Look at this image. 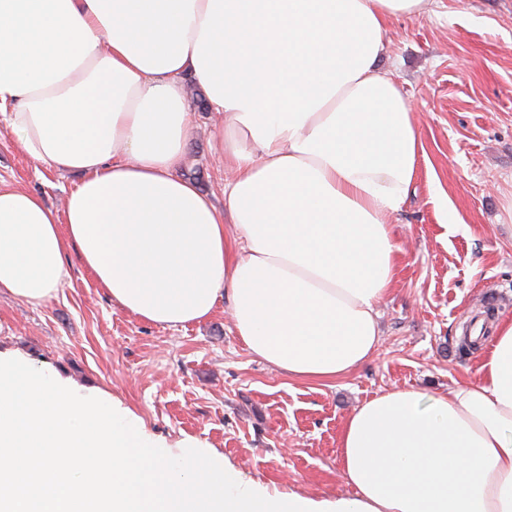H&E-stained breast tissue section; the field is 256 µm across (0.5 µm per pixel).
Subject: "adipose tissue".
Masks as SVG:
<instances>
[{
    "label": "adipose tissue",
    "instance_id": "obj_1",
    "mask_svg": "<svg viewBox=\"0 0 512 512\" xmlns=\"http://www.w3.org/2000/svg\"><path fill=\"white\" fill-rule=\"evenodd\" d=\"M438 0H0V122L77 174L63 209L0 181V292L38 306L82 265L113 304L179 328L227 300L288 376L374 352L424 151L380 61ZM204 91L233 176L216 207L177 170ZM351 490L285 493L205 448L173 454L103 392L0 355V512H512V320L473 379L385 392L340 436Z\"/></svg>",
    "mask_w": 512,
    "mask_h": 512
}]
</instances>
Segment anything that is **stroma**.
<instances>
[{"label": "stroma", "instance_id": "stroma-1", "mask_svg": "<svg viewBox=\"0 0 512 512\" xmlns=\"http://www.w3.org/2000/svg\"><path fill=\"white\" fill-rule=\"evenodd\" d=\"M384 65L407 98L424 146L393 222L400 247L392 292L378 306L375 352L333 381H304L255 357L227 302L181 329L113 304L76 253L62 288L38 307L0 293V352L101 389L156 439L199 441L243 474L285 491H346L340 432L354 408L412 387L448 392L475 374L489 339L463 347L473 317L512 316V0H441L388 26ZM179 173L216 204L226 172L202 91ZM0 180L61 207L75 178L32 162L0 129ZM454 228H447L446 213Z\"/></svg>", "mask_w": 512, "mask_h": 512}]
</instances>
